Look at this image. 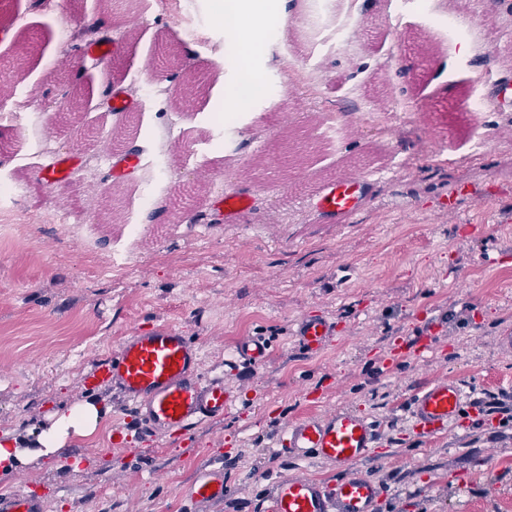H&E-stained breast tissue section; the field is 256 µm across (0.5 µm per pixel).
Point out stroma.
Here are the masks:
<instances>
[{
	"mask_svg": "<svg viewBox=\"0 0 512 512\" xmlns=\"http://www.w3.org/2000/svg\"><path fill=\"white\" fill-rule=\"evenodd\" d=\"M211 3L155 0L148 25L131 33L127 11L105 0H0V86L26 103L0 120V182L14 189L0 200V434L38 438L53 413L87 401L106 410L94 434L68 439L62 459L0 471V494L30 487L50 497V512H187L193 477L220 462L227 494L198 512H253L283 473L339 476L317 459L280 457L275 435L287 418L352 406L382 430L355 467L382 486L378 512H512V427L469 416L429 440L407 413L416 384L442 375L471 400L512 397V352L497 343L512 328V100L493 101L490 82L474 79L512 78V0H441L443 16L482 25L460 45L402 0H335L360 21L337 49L298 24L307 0H265L274 21L253 59L271 93L220 120L208 103L239 77ZM95 23L120 44L103 69L82 60L80 33ZM425 41L435 51L423 62L415 49ZM149 61L159 75L147 92L139 79ZM107 77L139 99V112H108ZM467 79L489 106L464 124L455 98ZM75 86L95 137L166 152L162 182L144 171L113 194L118 224L99 221L93 188L108 173L95 145L70 137L60 117ZM364 109L379 121L363 122ZM406 109L410 120L396 122ZM329 114L341 128L334 152L318 147L283 172L259 166L263 154H282L285 135L314 138ZM478 127L490 146L475 155ZM71 151L83 158L71 182L40 188V168ZM398 156L410 164L395 174ZM358 160L387 172L364 208L343 224L314 214L323 179ZM463 182L471 194L445 207ZM247 184L256 200L240 223H201L210 196ZM119 250L129 265L115 264ZM319 310L335 317L336 337L308 358L290 329ZM160 323L190 336L208 371L254 333L269 338L271 355L227 373L240 396L230 416L141 445L126 439L131 409L81 379L133 325Z\"/></svg>",
	"mask_w": 512,
	"mask_h": 512,
	"instance_id": "stroma-1",
	"label": "stroma"
}]
</instances>
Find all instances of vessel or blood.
I'll list each match as a JSON object with an SVG mask.
<instances>
[{
  "instance_id": "1",
  "label": "vessel or blood",
  "mask_w": 512,
  "mask_h": 512,
  "mask_svg": "<svg viewBox=\"0 0 512 512\" xmlns=\"http://www.w3.org/2000/svg\"><path fill=\"white\" fill-rule=\"evenodd\" d=\"M98 152L109 165L113 189L125 187L128 172L145 162L143 150L114 153L109 140H100ZM80 164L78 154H63L47 165L40 183L47 188L68 183ZM371 183L361 169L340 172L323 181L312 207L336 223H344L362 208ZM254 201L246 188L217 194L209 212L228 224L237 223ZM336 333V322L327 313L305 315L293 329L304 355L319 354ZM271 353L263 336H245L234 346L232 366L258 367ZM88 389L108 387L133 409L135 432L142 441L184 436L197 426L229 415L238 400L227 387L223 373L202 369L199 347L173 326L133 327L111 359L96 365L82 378ZM412 428L423 436H439L457 422L464 409L462 386L448 378L422 383L409 403ZM380 442L373 422L359 410L340 407L333 411L303 414L288 420L276 437L282 456L293 460L317 458L343 475L324 483L303 474H284L258 503L256 512H377L383 498L381 486L348 468L369 458ZM227 485L223 468L213 467L196 475L187 496L197 505L223 500ZM0 512H47L42 496L19 490L0 498Z\"/></svg>"
}]
</instances>
